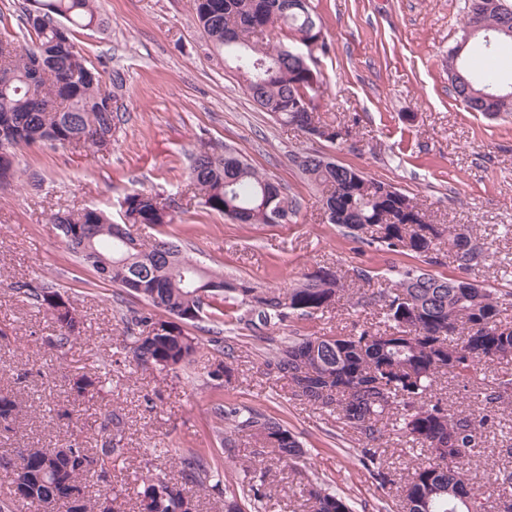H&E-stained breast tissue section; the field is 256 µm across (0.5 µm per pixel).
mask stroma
I'll list each match as a JSON object with an SVG mask.
<instances>
[{"instance_id":"stroma-1","label":"stroma","mask_w":512,"mask_h":512,"mask_svg":"<svg viewBox=\"0 0 512 512\" xmlns=\"http://www.w3.org/2000/svg\"><path fill=\"white\" fill-rule=\"evenodd\" d=\"M466 0H310L327 53L314 60L326 82L323 120L348 126V141L311 140L275 123L246 94L232 62L215 52L194 20L191 0H95L101 27L78 29L74 41L97 67L120 71L124 121L108 150L31 145L17 150V178L0 189V392L21 403L18 419L0 426V500L12 496L23 448L92 450L106 437L121 441L124 467L111 484L86 480L92 500L113 498L133 512L142 480L159 469L179 478L189 448L206 449L227 486L258 481L262 512H305L306 487L320 479L350 499L355 512H402L396 489L380 488L360 462L359 443L335 416L294 395L266 362L293 336H332L379 318L372 292L388 287V269L414 258L379 251L331 224L290 156L318 150L373 178L393 183L425 210L430 223L473 227L491 258L462 269L438 246L430 273L465 277L512 292V115L470 112L448 90V50L461 34ZM231 145L259 171L280 182L300 208L285 224H235L201 208L188 179L193 154ZM145 189L170 203L177 223L135 225L150 240L175 235L199 265L227 280L288 288L319 268L366 270L334 308L311 317L247 329L242 309L224 307V336L238 337L233 355L214 344L211 322L192 328L201 340L195 361L179 372L143 370L132 360L125 317L144 303L103 281L65 247L55 213L97 207L118 214L124 196ZM52 288L73 300L84 327L65 348L50 343L49 315L20 294L18 284ZM231 378L214 376L217 365ZM100 377L94 396L77 395L81 375ZM284 421L303 450L290 468L262 475L254 442L232 434L225 456L212 415L216 399ZM122 423L112 435L108 413ZM512 471V408L486 431L468 479L491 505L511 499L499 470Z\"/></svg>"}]
</instances>
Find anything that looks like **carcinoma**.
<instances>
[{
  "label": "carcinoma",
  "instance_id": "cac0c4a2",
  "mask_svg": "<svg viewBox=\"0 0 512 512\" xmlns=\"http://www.w3.org/2000/svg\"><path fill=\"white\" fill-rule=\"evenodd\" d=\"M35 15L23 12L29 39L21 44L0 40V63L12 73L10 86L0 87V185L15 177L14 152L19 146L84 144L99 148L97 129L111 134L123 114L112 108L114 90L123 87L118 71L105 81L103 71L75 49L72 31L97 23L93 0H35ZM193 15L212 45L225 51L243 78L255 84L249 94L279 124L322 139L325 132L311 127L325 93L321 72L307 70L299 55L307 42L324 52L327 42L319 17L309 0H192ZM288 31L291 43L274 42ZM512 48V9L494 0H468L460 41L448 51L450 93L470 112L499 116L512 114V97L501 93L512 87V73L479 67L476 59L492 58ZM298 168L313 185L322 188L323 206L330 223L354 238L370 235L379 249L422 258L431 264L436 246L448 237V252L464 269L485 263L490 255L472 230L464 240L456 227L426 221L423 209L390 183L336 163L314 152L296 153ZM198 190L202 207L235 224H267L271 213L292 215L296 201L272 178L258 171L235 148L203 149L192 158L188 173ZM122 223H114L95 207L62 212L54 218L68 249L99 278L140 298L149 312H132L127 333L135 336L133 361L143 369L173 371L191 364L199 339L188 327L207 319L224 325V302L233 299L247 307V325L267 327L289 315L311 316L338 302L345 285L336 272L326 269L305 276L291 288H257L233 283L224 273L201 268L182 255L172 238L144 242L130 227L176 223L175 210L159 207L158 197L134 190L121 203ZM135 242L128 249L124 238ZM395 287L373 298L382 310V324L363 325L350 334L301 336L277 348L267 367L287 380L295 395L336 414L362 445V461L372 465L380 485L392 483V471L382 448L386 434L396 432L414 447L429 453L414 460L403 488L409 512H484V499L465 490L467 470L483 445V430L494 423L503 405L512 403V372H505L477 392L481 407L453 411L436 396L437 382L447 377L457 385L474 384L481 365L512 357V328L500 320L506 296L487 288L467 292L457 278L437 277L417 266L390 270ZM209 281L204 301L194 296L190 282ZM18 290L51 316L55 345L63 348L82 332L81 321L70 300L53 290L21 284ZM199 317L187 327L167 326L156 317L161 311L181 317L191 309ZM216 429H232L273 449L277 464L293 466L304 451L280 419L253 409L214 407ZM469 421L476 442L469 448H450L448 438L455 423ZM46 449L27 448L18 454L24 471L26 498L54 503L66 512H90L81 486L84 476L112 483V473L124 464L125 449L106 441L95 453L79 446L61 455L54 466H44ZM183 484L149 479L138 492L139 509L149 512H197V501L185 484L205 487L214 477L199 449L182 457ZM258 492L241 489L224 496V512H257ZM308 512H352L349 501L315 482L307 489Z\"/></svg>",
  "mask_w": 512,
  "mask_h": 512
}]
</instances>
